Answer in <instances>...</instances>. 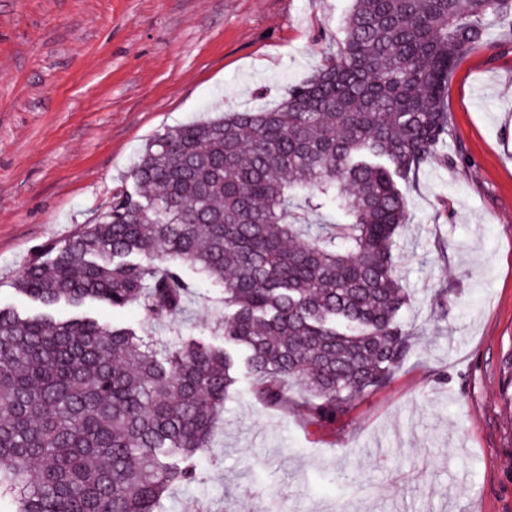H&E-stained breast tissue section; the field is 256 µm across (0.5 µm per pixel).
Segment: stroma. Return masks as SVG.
<instances>
[{"label": "stroma", "mask_w": 512, "mask_h": 512, "mask_svg": "<svg viewBox=\"0 0 512 512\" xmlns=\"http://www.w3.org/2000/svg\"><path fill=\"white\" fill-rule=\"evenodd\" d=\"M352 0H0V309L39 311L17 280L95 223L155 134L276 105L335 52ZM450 165L421 169L399 231L413 346L334 425L229 392L197 481L164 512H512V15L458 59ZM196 285L195 338L224 316ZM161 340L140 307H89Z\"/></svg>", "instance_id": "obj_1"}]
</instances>
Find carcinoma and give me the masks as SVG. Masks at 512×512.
Masks as SVG:
<instances>
[{
  "mask_svg": "<svg viewBox=\"0 0 512 512\" xmlns=\"http://www.w3.org/2000/svg\"><path fill=\"white\" fill-rule=\"evenodd\" d=\"M512 0H353L336 53L272 109L157 134L131 187L93 224L48 247L0 309V501L16 512H161L196 479L213 421L241 372L309 424L336 421L389 384L411 336L398 276L407 190L440 159L448 82ZM302 193L312 225L290 211ZM157 254L160 265L136 256ZM223 286L219 349L187 338L184 269ZM137 305L168 321L161 346L52 308Z\"/></svg>",
  "mask_w": 512,
  "mask_h": 512,
  "instance_id": "1",
  "label": "carcinoma"
}]
</instances>
